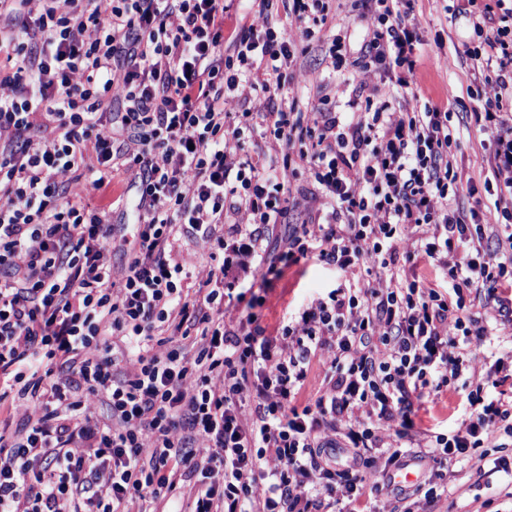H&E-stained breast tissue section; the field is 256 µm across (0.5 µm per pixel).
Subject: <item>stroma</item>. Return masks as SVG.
<instances>
[{"label": "stroma", "instance_id": "1", "mask_svg": "<svg viewBox=\"0 0 512 512\" xmlns=\"http://www.w3.org/2000/svg\"><path fill=\"white\" fill-rule=\"evenodd\" d=\"M414 14L419 20L420 38L415 80L422 89V96L415 101L407 100L406 105L419 112L428 106L448 112V125L458 136L453 164L463 174L473 177L477 185L474 196L459 197L457 203L464 209L475 207L480 212H489L497 195L485 190L484 177L476 165L487 135L479 131L474 121L475 102L470 93L477 90L487 98L493 96L494 90L475 82L472 63L464 55L466 47L477 43L473 28L468 17L458 13L457 0H415ZM114 192L123 198L112 215L113 221L119 224L112 263L119 270L127 262L136 232L133 216L136 192L125 181L119 183ZM342 281V275L335 268L315 259L284 267L268 295L263 326H279L288 312L305 299L327 293ZM465 403L466 392L462 386L440 392L429 405L427 425L437 432L455 427ZM501 457L512 460V442L503 448H486L483 460L449 463L448 498L436 506L435 512H512V479L494 469L495 460Z\"/></svg>", "mask_w": 512, "mask_h": 512}]
</instances>
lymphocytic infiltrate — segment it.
<instances>
[{
    "instance_id": "f902f5d3",
    "label": "lymphocytic infiltrate",
    "mask_w": 512,
    "mask_h": 512,
    "mask_svg": "<svg viewBox=\"0 0 512 512\" xmlns=\"http://www.w3.org/2000/svg\"><path fill=\"white\" fill-rule=\"evenodd\" d=\"M374 2L348 63L325 0H287L282 18L249 0L229 38L224 0H0L15 61L0 74V411L22 420L0 438V512H355L410 460L423 478L399 489L400 512H430L450 461L512 436V398L489 394L476 363L512 335V298L490 325L468 301L512 288V7L458 6L479 39L474 75L496 85L473 112L497 189L488 223L456 204L476 186L453 165L447 113L394 107L413 92L414 0ZM327 28V69L364 76L341 80L345 122L325 96L297 111L286 89ZM248 98L280 105L239 111ZM121 172L138 237L117 279L107 198ZM300 172L322 217L268 250ZM188 241L213 259L194 288ZM313 258L350 286L268 331L258 311L282 268ZM247 274L225 317V288ZM324 355V385L301 401ZM461 378L456 427H419L425 398Z\"/></svg>"
}]
</instances>
